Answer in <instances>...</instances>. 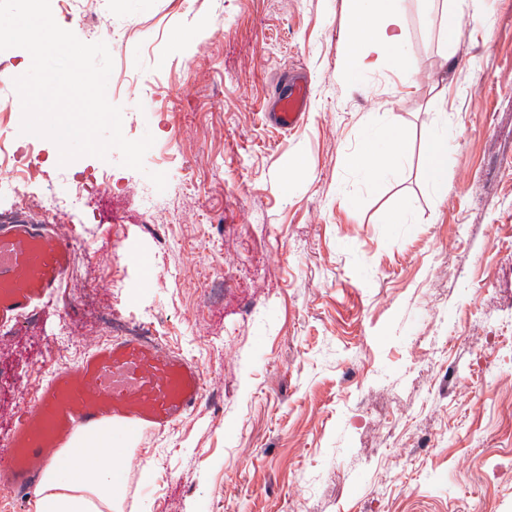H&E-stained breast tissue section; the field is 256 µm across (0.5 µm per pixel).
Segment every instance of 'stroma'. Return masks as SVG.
<instances>
[{
  "mask_svg": "<svg viewBox=\"0 0 512 512\" xmlns=\"http://www.w3.org/2000/svg\"><path fill=\"white\" fill-rule=\"evenodd\" d=\"M50 3L107 44L123 133L155 143L139 172L115 150L63 167L37 138L33 189L60 196L85 249L0 336V437L108 320L147 323L198 363L205 399L164 433L113 432L122 512H512V0H481L485 31L463 23L448 61L438 11L405 0L407 87L386 64L337 81L347 0ZM295 69L310 103L279 132L264 104ZM389 115L410 142L400 175L350 169ZM441 127L442 199L420 159ZM84 171L112 191L75 208ZM152 172L170 206L150 234L130 188Z\"/></svg>",
  "mask_w": 512,
  "mask_h": 512,
  "instance_id": "1",
  "label": "stroma"
}]
</instances>
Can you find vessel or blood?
Listing matches in <instances>:
<instances>
[{"label":"vessel or blood","mask_w":512,"mask_h":512,"mask_svg":"<svg viewBox=\"0 0 512 512\" xmlns=\"http://www.w3.org/2000/svg\"><path fill=\"white\" fill-rule=\"evenodd\" d=\"M307 98L304 78L290 72L270 91L266 123L294 129ZM74 261L67 238L34 224L1 226L0 331L32 315ZM203 400L204 377L195 361L145 336L109 338L78 367L50 370L35 399L17 414L0 440V490L30 500L50 462L84 455L79 432L112 425L132 439L160 434Z\"/></svg>","instance_id":"obj_1"}]
</instances>
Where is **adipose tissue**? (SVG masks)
I'll use <instances>...</instances> for the list:
<instances>
[{
	"label": "adipose tissue",
	"mask_w": 512,
	"mask_h": 512,
	"mask_svg": "<svg viewBox=\"0 0 512 512\" xmlns=\"http://www.w3.org/2000/svg\"><path fill=\"white\" fill-rule=\"evenodd\" d=\"M349 23L345 31L347 55L338 79L356 69H375L389 64L402 79L412 76L407 52L408 35L404 20V0H348ZM407 138L393 122L378 128L353 153L348 163L371 178L396 176L405 159ZM422 176L437 197L448 192V139L429 135L423 146ZM87 447L80 460L51 462L36 492L34 512H120L123 487L119 481L121 464L109 448L108 434L79 435Z\"/></svg>",
	"instance_id": "obj_1"
}]
</instances>
